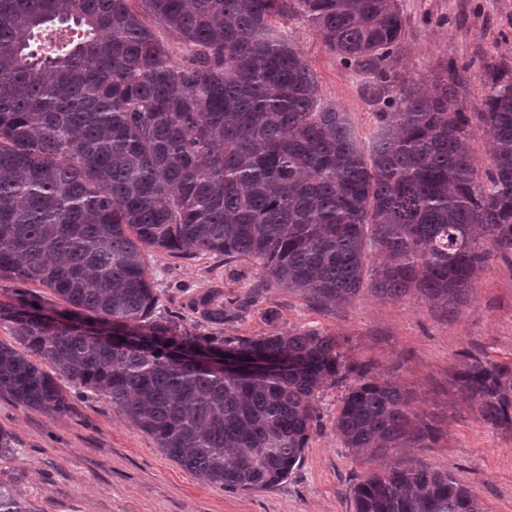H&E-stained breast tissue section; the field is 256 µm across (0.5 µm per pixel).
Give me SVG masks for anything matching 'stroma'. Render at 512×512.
<instances>
[{
	"mask_svg": "<svg viewBox=\"0 0 512 512\" xmlns=\"http://www.w3.org/2000/svg\"><path fill=\"white\" fill-rule=\"evenodd\" d=\"M403 19L396 70L431 80L448 61L479 71L512 58V0H398ZM317 77L320 95L346 112L361 146L376 117L361 97L363 74L345 68L304 20L279 22ZM159 317L205 336L259 337L315 328L345 339L347 365L369 369L409 398V410L435 429L414 456L446 470L475 492L486 512H512V431L486 425L453 378L464 352L512 366V254L491 258L465 304L447 312L422 300L381 299L361 290L351 302L322 306L274 284L247 258L192 249L145 247ZM247 299L235 318L207 322L193 307L204 292ZM345 385L317 397L320 422L303 459L273 488H213L167 459L152 439L103 397L75 390L67 414L30 410L0 393V427L13 448L0 453V482L30 512H355L351 488L380 460L344 447L336 412Z\"/></svg>",
	"mask_w": 512,
	"mask_h": 512,
	"instance_id": "35a3bbf8",
	"label": "stroma"
}]
</instances>
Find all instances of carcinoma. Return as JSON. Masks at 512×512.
<instances>
[{"label": "carcinoma", "mask_w": 512, "mask_h": 512, "mask_svg": "<svg viewBox=\"0 0 512 512\" xmlns=\"http://www.w3.org/2000/svg\"><path fill=\"white\" fill-rule=\"evenodd\" d=\"M285 15L368 77L378 121L368 148L274 26ZM402 27L397 0H0V273L50 289L75 322L146 343L100 346L49 324L44 303L0 302L14 338L0 341V393L63 414L62 377L108 399L206 485L249 492L285 480L320 390L352 371L344 343L316 329L203 336L158 319L143 248L248 257L323 306L363 288L461 306L491 257L512 251V64H482V99L466 112L468 68L448 62L433 91L391 68ZM474 118L493 140L483 170ZM247 304L216 291L201 314L222 325ZM226 349L272 367L226 376L204 362ZM455 385L486 424L512 430L511 366L473 357ZM336 431L371 456L434 435L410 419L397 385L365 371ZM351 491L355 512H486L414 456ZM0 512L30 510L0 484Z\"/></svg>", "instance_id": "carcinoma-1"}]
</instances>
